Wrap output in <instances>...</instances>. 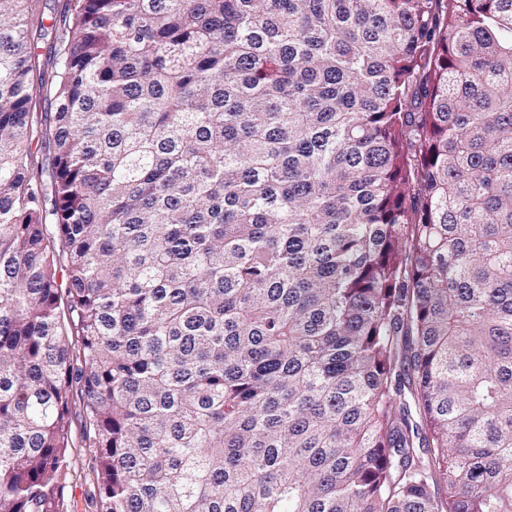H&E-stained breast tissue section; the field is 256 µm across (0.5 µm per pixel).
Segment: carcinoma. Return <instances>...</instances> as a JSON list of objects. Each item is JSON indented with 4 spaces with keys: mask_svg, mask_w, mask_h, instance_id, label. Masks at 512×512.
Segmentation results:
<instances>
[{
    "mask_svg": "<svg viewBox=\"0 0 512 512\" xmlns=\"http://www.w3.org/2000/svg\"><path fill=\"white\" fill-rule=\"evenodd\" d=\"M38 2L0 512H68L76 394L96 512H512V0H67L49 77Z\"/></svg>",
    "mask_w": 512,
    "mask_h": 512,
    "instance_id": "carcinoma-1",
    "label": "carcinoma"
}]
</instances>
